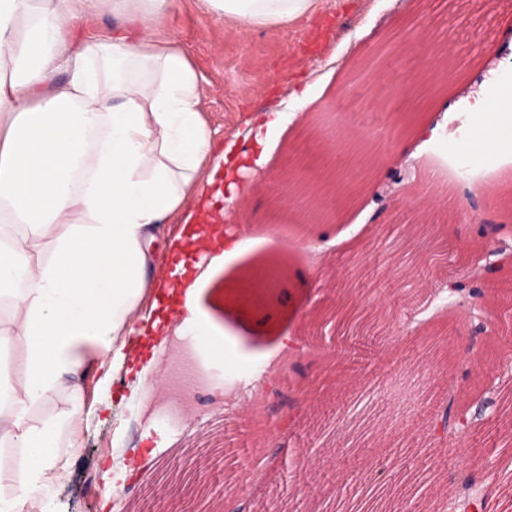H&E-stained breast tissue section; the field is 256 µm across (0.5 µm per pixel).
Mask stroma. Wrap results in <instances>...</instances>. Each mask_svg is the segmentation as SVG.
Returning a JSON list of instances; mask_svg holds the SVG:
<instances>
[{
  "instance_id": "stroma-1",
  "label": "stroma",
  "mask_w": 512,
  "mask_h": 512,
  "mask_svg": "<svg viewBox=\"0 0 512 512\" xmlns=\"http://www.w3.org/2000/svg\"><path fill=\"white\" fill-rule=\"evenodd\" d=\"M506 15L512 0H315L308 16L235 33L207 0H177L157 37L182 47L204 78L202 118L216 142L285 109L296 77L313 87L308 111L265 133L267 164L235 174L249 200L237 224L264 222L268 187L309 113L344 94L377 96L378 80L347 75L368 48L414 25L447 39L461 78L428 105L427 136L393 131L385 113L360 130L380 163L336 223L314 226L306 241L291 230L277 243L257 240L213 277L202 304L224 333L223 354L191 336L170 337L163 389L135 397V362L114 367L108 384L102 368L88 370L80 444L53 480V512H148L169 468L199 456L208 459L209 483L250 500L252 512H350L396 495L418 512H455L466 477L491 465L493 512H512V476L497 467L512 458V377L500 372L512 358V305L486 293L487 324L477 334L440 289L477 263L483 224L502 225L496 278L512 282V189L499 183L512 155L487 160L473 180L437 167L438 157L457 152L450 127L468 120L481 86L512 79ZM421 198L432 207L428 223L415 226ZM342 291L357 296L362 315L317 320ZM392 333L398 342L383 344ZM285 336L304 341L315 362L297 373L266 363ZM271 378L287 403L267 391ZM449 403L478 411L476 426L436 435ZM125 466L127 479L106 493L103 471ZM257 467L265 471L258 483Z\"/></svg>"
}]
</instances>
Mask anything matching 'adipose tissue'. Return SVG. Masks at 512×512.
<instances>
[{
    "label": "adipose tissue",
    "mask_w": 512,
    "mask_h": 512,
    "mask_svg": "<svg viewBox=\"0 0 512 512\" xmlns=\"http://www.w3.org/2000/svg\"><path fill=\"white\" fill-rule=\"evenodd\" d=\"M81 0H0V447L19 451L18 471L0 484V512H29L53 498L51 475L82 426L83 374L125 362L136 323L144 348L164 344L145 295L165 292L172 330L222 352L201 305L227 261L247 251L255 231L276 241V225H243L219 240L198 227L193 198L213 192L205 165L234 168L237 142L215 149L201 116L202 78L184 51L155 28L176 0H91L124 11L125 26L78 32ZM233 28L276 27L308 15L314 0H209ZM100 61L105 79L91 72ZM65 81H58V74ZM474 144L486 154L512 149V88L485 89L472 110ZM183 215L186 232L163 235ZM182 253L207 246L208 264L174 277L153 245ZM26 343L25 378L7 354ZM68 406L35 422L33 408L56 397Z\"/></svg>",
    "instance_id": "ef3b65f1"
}]
</instances>
